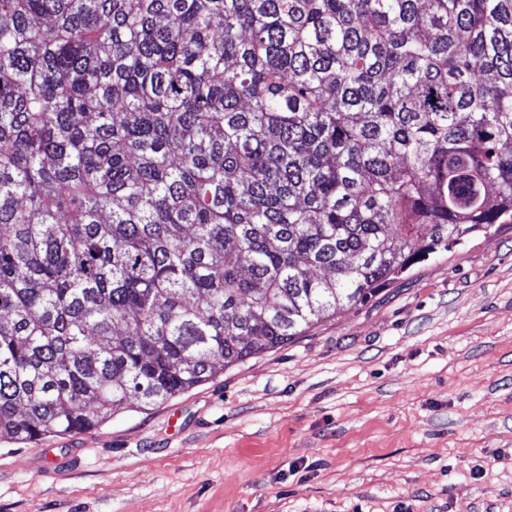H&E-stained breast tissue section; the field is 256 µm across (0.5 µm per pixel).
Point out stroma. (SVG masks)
<instances>
[{"instance_id": "obj_1", "label": "stroma", "mask_w": 512, "mask_h": 512, "mask_svg": "<svg viewBox=\"0 0 512 512\" xmlns=\"http://www.w3.org/2000/svg\"><path fill=\"white\" fill-rule=\"evenodd\" d=\"M0 512H512V223L165 403L1 442Z\"/></svg>"}]
</instances>
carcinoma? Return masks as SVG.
<instances>
[{"label":"carcinoma","instance_id":"obj_1","mask_svg":"<svg viewBox=\"0 0 512 512\" xmlns=\"http://www.w3.org/2000/svg\"><path fill=\"white\" fill-rule=\"evenodd\" d=\"M512 220V0H0V440L162 404Z\"/></svg>","mask_w":512,"mask_h":512}]
</instances>
